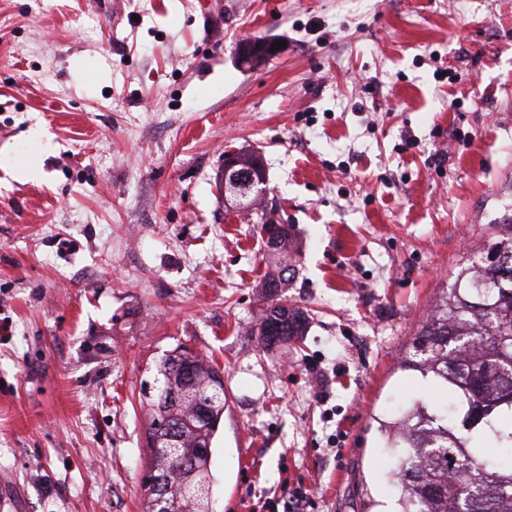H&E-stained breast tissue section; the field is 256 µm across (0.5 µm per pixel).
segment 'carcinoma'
<instances>
[{"label":"carcinoma","instance_id":"carcinoma-1","mask_svg":"<svg viewBox=\"0 0 512 512\" xmlns=\"http://www.w3.org/2000/svg\"><path fill=\"white\" fill-rule=\"evenodd\" d=\"M286 240L267 242L277 257L264 284L270 298L288 284ZM491 250L496 262L475 255L459 267L401 362L444 401L417 399L376 419L397 512H512V234ZM305 322L298 309L278 318L268 312L260 341L286 343ZM223 386L219 370L186 347L154 364L146 435L161 443L149 448L144 512H162L152 493L158 481L178 504L171 512H191L187 488L197 512H206L224 417V405L208 400Z\"/></svg>","mask_w":512,"mask_h":512}]
</instances>
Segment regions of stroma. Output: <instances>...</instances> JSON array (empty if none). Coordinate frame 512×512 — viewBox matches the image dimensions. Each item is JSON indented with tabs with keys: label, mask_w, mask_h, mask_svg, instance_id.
<instances>
[{
	"label": "stroma",
	"mask_w": 512,
	"mask_h": 512,
	"mask_svg": "<svg viewBox=\"0 0 512 512\" xmlns=\"http://www.w3.org/2000/svg\"><path fill=\"white\" fill-rule=\"evenodd\" d=\"M508 204L512 0H0V512H143L140 382L180 344L224 376L217 512L390 499L372 416ZM265 212L307 317L273 347ZM222 169V178L220 172ZM257 171L260 174V180L254 175ZM243 176H247L244 179ZM217 180L221 191V196L224 192V197L227 193L234 192L240 199L248 197L249 193L258 187L264 180V167L259 155L245 154V153H228L224 156V165L218 170Z\"/></svg>",
	"instance_id": "35a3bbf8"
}]
</instances>
